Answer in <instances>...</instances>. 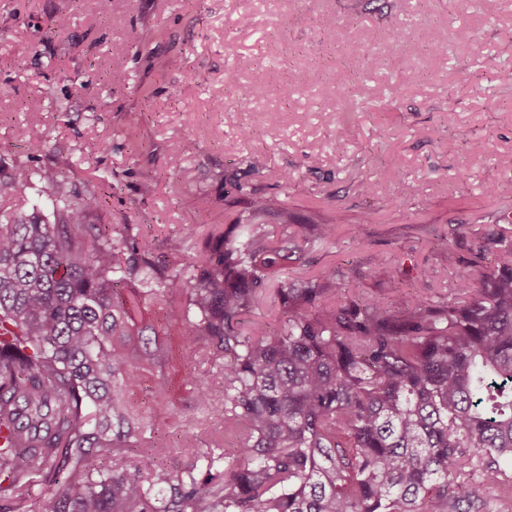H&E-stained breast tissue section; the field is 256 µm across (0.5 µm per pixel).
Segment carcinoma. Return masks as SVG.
Segmentation results:
<instances>
[{
	"instance_id": "cac0c4a2",
	"label": "carcinoma",
	"mask_w": 512,
	"mask_h": 512,
	"mask_svg": "<svg viewBox=\"0 0 512 512\" xmlns=\"http://www.w3.org/2000/svg\"><path fill=\"white\" fill-rule=\"evenodd\" d=\"M33 171L0 172V198ZM53 219L0 209V512L34 482L60 486L48 512H457L466 477L506 488L512 470V262L457 272L459 299L350 296L336 267L272 296L274 329L252 317L271 279L334 225L300 220L278 196L243 194L235 224L200 260L158 264L131 224L86 223L105 199L65 194ZM298 224L277 239L258 219ZM163 303L157 327L142 307ZM203 354L221 388L189 377L195 408L224 433L177 472L133 398L178 423L162 337ZM235 441L236 455L222 452ZM224 460V467L215 466Z\"/></svg>"
}]
</instances>
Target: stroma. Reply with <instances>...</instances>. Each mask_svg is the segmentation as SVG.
<instances>
[{"label": "stroma", "mask_w": 512, "mask_h": 512, "mask_svg": "<svg viewBox=\"0 0 512 512\" xmlns=\"http://www.w3.org/2000/svg\"><path fill=\"white\" fill-rule=\"evenodd\" d=\"M254 82L261 93L239 102L237 86ZM33 140L46 148L32 158ZM91 143L104 149L90 159ZM17 164L106 194L89 223L136 225L161 263L197 259L241 187L337 219L334 240L289 262V280L332 265L365 297L450 298L458 268L512 242V0H112L105 12L98 0H0V170ZM187 224L198 236L174 250ZM381 258L395 280L377 277ZM163 343L186 422L165 429L158 462L179 470L217 427L186 379L216 371L185 363L178 336Z\"/></svg>", "instance_id": "obj_1"}]
</instances>
